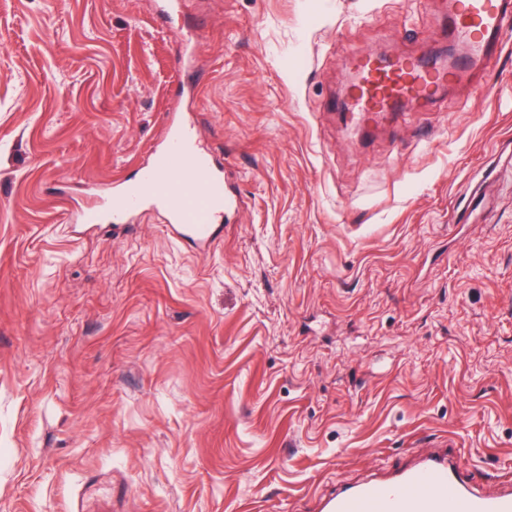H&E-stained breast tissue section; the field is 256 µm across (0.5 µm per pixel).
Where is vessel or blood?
<instances>
[{
	"mask_svg": "<svg viewBox=\"0 0 512 512\" xmlns=\"http://www.w3.org/2000/svg\"><path fill=\"white\" fill-rule=\"evenodd\" d=\"M511 22L512 0H448L442 17L448 43L468 46V54L358 58L350 89L336 107L367 126L403 105L426 104L494 59L499 35ZM236 203L223 162L202 144L194 122L185 113L169 112L150 159L132 178L113 184L108 206L116 224L161 206L179 234L205 249ZM455 452L451 445L388 476L340 487L319 500L315 512H512V483L494 493L481 491L458 470Z\"/></svg>",
	"mask_w": 512,
	"mask_h": 512,
	"instance_id": "b4317fda",
	"label": "vessel or blood"
}]
</instances>
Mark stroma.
<instances>
[{
  "mask_svg": "<svg viewBox=\"0 0 512 512\" xmlns=\"http://www.w3.org/2000/svg\"><path fill=\"white\" fill-rule=\"evenodd\" d=\"M440 2L0 0V512H312L448 440L512 479V25L426 107L326 108ZM183 54L239 208L205 255L156 208L79 232Z\"/></svg>",
  "mask_w": 512,
  "mask_h": 512,
  "instance_id": "35a3bbf8",
  "label": "stroma"
}]
</instances>
